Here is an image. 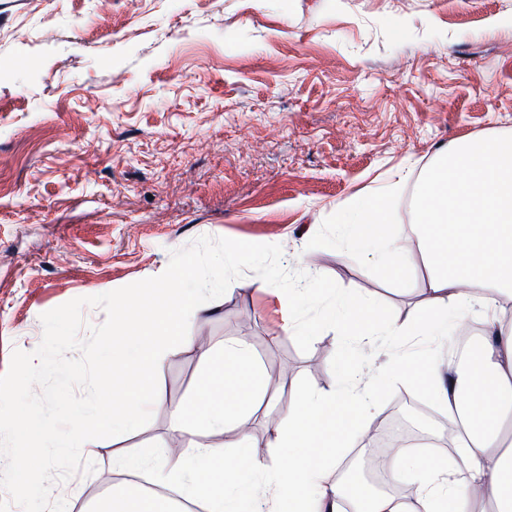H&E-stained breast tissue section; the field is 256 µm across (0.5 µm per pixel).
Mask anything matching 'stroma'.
<instances>
[{
    "mask_svg": "<svg viewBox=\"0 0 512 512\" xmlns=\"http://www.w3.org/2000/svg\"><path fill=\"white\" fill-rule=\"evenodd\" d=\"M512 0H0V375L13 350L40 343V316L74 298L160 275L198 237L282 248V264L378 298L404 319L422 301L417 249L388 281L350 242L338 202L391 181L394 224L441 148L512 134ZM254 272L192 313L206 342L165 356L151 421L93 440L96 469L54 484L88 512L128 455L170 465L192 437L172 420L194 392L205 348L246 341L264 372L287 378L245 426L271 460L272 428L294 393L338 385L333 331L301 352L272 288ZM385 428L405 402L438 432L443 411L383 381L377 347H360Z\"/></svg>",
    "mask_w": 512,
    "mask_h": 512,
    "instance_id": "stroma-1",
    "label": "stroma"
}]
</instances>
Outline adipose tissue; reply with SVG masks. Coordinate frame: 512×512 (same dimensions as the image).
<instances>
[{
	"label": "adipose tissue",
	"instance_id": "obj_1",
	"mask_svg": "<svg viewBox=\"0 0 512 512\" xmlns=\"http://www.w3.org/2000/svg\"><path fill=\"white\" fill-rule=\"evenodd\" d=\"M412 209V223H388L372 193L337 203L336 214L352 227L355 246L380 252L393 279L405 266L406 238H414L427 270L421 305L390 322L367 298L344 297L323 318L341 350L339 384L298 394L273 429L275 461L252 456L242 442L230 457L223 444H200L187 451L192 466L161 469L160 481L183 484L209 512H241L263 480L275 488L271 512H347L355 497L363 512H512V135H483L442 150L421 178ZM476 321L485 344L467 365L443 371L432 356L418 354H392L384 364L386 380L460 415L456 456L436 463L399 451L390 475L412 483L409 497L365 492L342 474L329 480L328 463L363 441L377 411L375 387L357 380L352 339L443 343ZM203 358L207 371L193 398L175 410V424L196 434L242 431L266 397L263 370L243 341Z\"/></svg>",
	"mask_w": 512,
	"mask_h": 512
}]
</instances>
